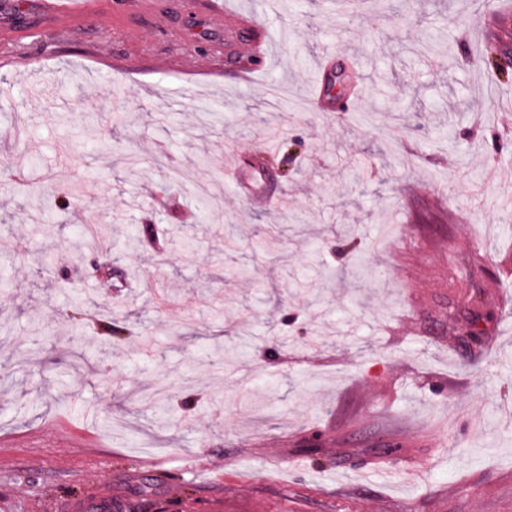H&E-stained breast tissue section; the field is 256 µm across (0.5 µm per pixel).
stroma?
<instances>
[{
  "instance_id": "1",
  "label": "stroma",
  "mask_w": 512,
  "mask_h": 512,
  "mask_svg": "<svg viewBox=\"0 0 512 512\" xmlns=\"http://www.w3.org/2000/svg\"><path fill=\"white\" fill-rule=\"evenodd\" d=\"M11 2L29 66L0 57V512H512V111L492 102L512 79L482 56L512 34L473 0H275L242 80L191 11L122 31L100 0L65 32ZM171 29L194 71L158 68ZM322 63L344 90L315 111ZM270 136L299 146L271 154L287 204L256 208L224 169ZM83 221L109 252L78 246ZM161 384L195 405L162 431L134 396Z\"/></svg>"
}]
</instances>
